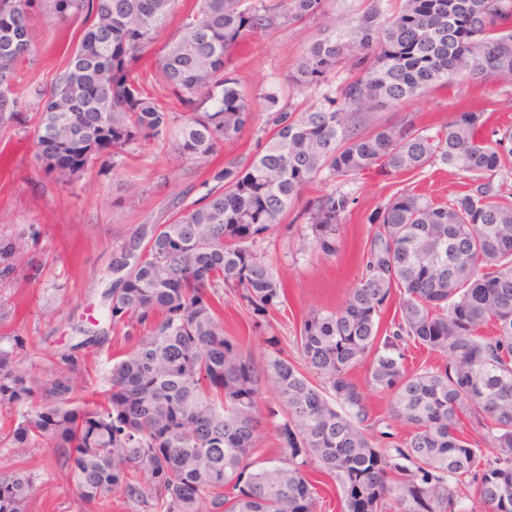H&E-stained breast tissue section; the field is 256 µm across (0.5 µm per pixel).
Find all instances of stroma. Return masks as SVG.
Wrapping results in <instances>:
<instances>
[{"mask_svg": "<svg viewBox=\"0 0 512 512\" xmlns=\"http://www.w3.org/2000/svg\"><path fill=\"white\" fill-rule=\"evenodd\" d=\"M193 0H180L175 19L159 33L150 51L133 67L144 93L164 97V81L154 65L156 52L175 37L180 18ZM37 17L32 50L17 68L14 88L49 89L65 72L70 51L78 44L83 17L58 21L48 16L44 0H32ZM320 27L309 22L259 31L247 37L233 56V76L262 112L261 95L269 87L287 88L305 51ZM490 109L491 127L512 125V83L489 78L476 83L463 75L414 99L408 113L421 123L440 127L462 108ZM170 174L167 184L156 187L155 174ZM205 173L197 165L176 158L166 144L151 145L120 169L92 165L77 183L54 185L36 156L32 133L17 126L0 129V235L26 233L36 240V275L0 290V336L21 335L46 351L64 347L81 327L103 312L101 293L111 281L108 264L112 248L128 238L138 225L167 223L171 214L186 208L206 191ZM444 201L460 189L456 173L443 165L425 167L399 177L375 168L344 189L354 197L343 221V245L336 256L300 255L296 242L303 221L285 217L259 246L285 280L286 301L270 315L267 333L251 327L234 303L224 306V331L253 349L263 347L264 335L279 337L292 359L301 313L311 306L334 309L342 305L356 281L369 224L368 215L385 205L401 189ZM53 447L44 443L23 457L0 455V475L22 469L38 474L35 494L25 512H81L76 488L68 474L56 467Z\"/></svg>", "mask_w": 512, "mask_h": 512, "instance_id": "obj_1", "label": "stroma"}]
</instances>
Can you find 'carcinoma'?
Masks as SVG:
<instances>
[{
    "mask_svg": "<svg viewBox=\"0 0 512 512\" xmlns=\"http://www.w3.org/2000/svg\"><path fill=\"white\" fill-rule=\"evenodd\" d=\"M47 2L60 21L93 17L67 70L36 92V158L63 186L152 142L210 165L254 115L231 77L233 50L256 30L326 16V0H194L155 60L180 114L132 76L178 0ZM382 2L324 25L306 50L293 84L321 94L318 104L300 112L264 92L263 149L211 169L204 195L113 248L108 328L79 329L80 340L45 356L40 376L23 366L24 337L0 346V412L13 416L0 448L20 457L53 443L83 512H110L114 497L129 512H316L320 474L339 488L342 512H512V127L485 133V111L470 109L435 131L410 115L371 124L457 75L512 81V0H401L392 13ZM30 5L0 0V79L11 83L31 50ZM346 62L350 76L333 91ZM22 113L21 100L0 93V128L22 124ZM435 164L456 171L462 190L437 202L407 188L368 216L342 305L302 316L306 370L276 336L256 354L224 334L228 297L257 328L283 305L277 268L255 246L290 209L306 224L297 253L339 251L354 199L335 186L304 202L310 185ZM33 246L0 236L1 289L33 268ZM118 327L124 357L90 395L78 393L86 356ZM413 345L440 364L409 369ZM367 386L388 397L389 417ZM269 388L275 408L263 406ZM271 426L281 457L259 467ZM36 488L32 472L0 477V512H23Z\"/></svg>",
    "mask_w": 512,
    "mask_h": 512,
    "instance_id": "obj_1",
    "label": "carcinoma"
}]
</instances>
